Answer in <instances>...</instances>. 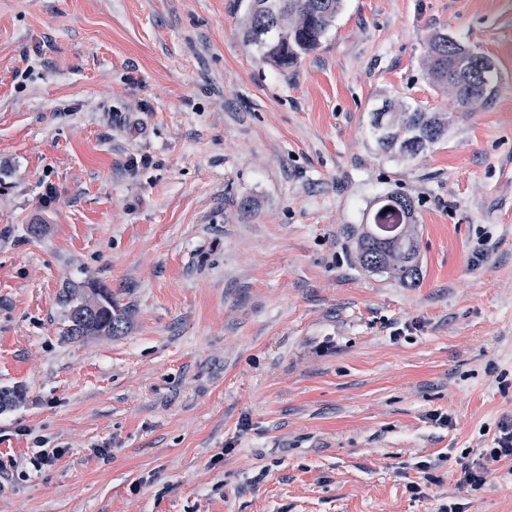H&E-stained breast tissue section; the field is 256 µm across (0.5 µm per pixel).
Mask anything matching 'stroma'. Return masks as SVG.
<instances>
[{
	"mask_svg": "<svg viewBox=\"0 0 512 512\" xmlns=\"http://www.w3.org/2000/svg\"><path fill=\"white\" fill-rule=\"evenodd\" d=\"M239 20L0 0V388L25 393L0 458L66 451L1 472L0 512H512V462L457 483L512 415V0H345L285 73ZM436 29L495 62L484 111L425 76ZM393 97L448 113L447 141L381 155ZM391 190L417 205L412 287L350 258ZM66 278L111 288L124 333L67 341ZM66 454L62 448H42L29 459H16L9 457L7 463L10 468L18 470L32 468L36 472L49 470Z\"/></svg>",
	"mask_w": 512,
	"mask_h": 512,
	"instance_id": "35a3bbf8",
	"label": "stroma"
}]
</instances>
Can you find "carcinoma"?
I'll use <instances>...</instances> for the list:
<instances>
[{
    "instance_id": "obj_1",
    "label": "carcinoma",
    "mask_w": 512,
    "mask_h": 512,
    "mask_svg": "<svg viewBox=\"0 0 512 512\" xmlns=\"http://www.w3.org/2000/svg\"><path fill=\"white\" fill-rule=\"evenodd\" d=\"M344 0H240V41L259 61L286 71L318 50L341 13ZM484 55L458 43L444 30L434 31L427 44L422 68L429 78L452 97L464 112L483 109L494 96L496 65L478 80L460 66L463 59ZM448 114L425 112L418 107L387 99L371 113L374 143L388 158L403 163L432 150L448 139ZM412 198L389 192L369 205L366 221L351 230V257L371 275L385 276L412 286L422 275L420 230ZM62 336L71 342L91 337L117 336L126 328L124 313L112 299V291L91 280L63 282L58 293ZM19 388L0 389V411L20 404Z\"/></svg>"
}]
</instances>
